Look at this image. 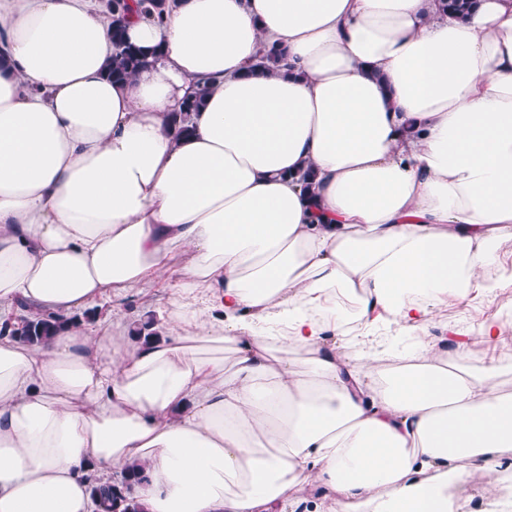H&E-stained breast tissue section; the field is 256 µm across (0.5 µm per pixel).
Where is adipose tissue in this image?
Masks as SVG:
<instances>
[{
  "label": "adipose tissue",
  "instance_id": "1",
  "mask_svg": "<svg viewBox=\"0 0 512 512\" xmlns=\"http://www.w3.org/2000/svg\"><path fill=\"white\" fill-rule=\"evenodd\" d=\"M127 37L115 82L97 0H0V324L178 283L145 341L0 338V512H97L134 464L145 512H461L511 476L503 369L425 332L512 284V0H172ZM378 319L397 366L350 334Z\"/></svg>",
  "mask_w": 512,
  "mask_h": 512
}]
</instances>
